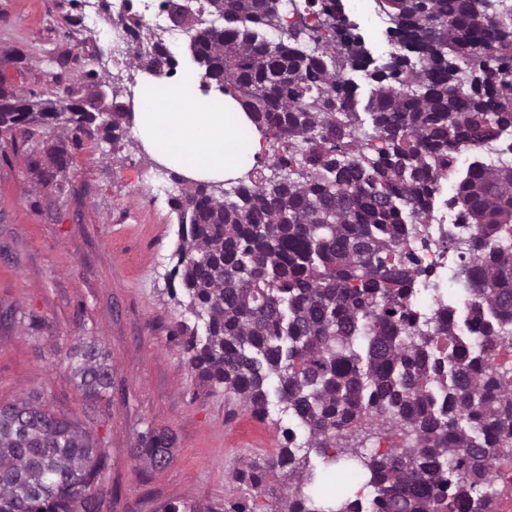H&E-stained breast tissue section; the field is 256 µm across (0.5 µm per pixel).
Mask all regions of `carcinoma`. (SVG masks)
Returning a JSON list of instances; mask_svg holds the SVG:
<instances>
[{"label":"carcinoma","mask_w":512,"mask_h":512,"mask_svg":"<svg viewBox=\"0 0 512 512\" xmlns=\"http://www.w3.org/2000/svg\"><path fill=\"white\" fill-rule=\"evenodd\" d=\"M392 31L442 20L438 40L419 44L431 69L389 54L371 73L365 106L335 53L307 28L271 22L283 0H206L216 20L193 23L189 50L203 77L239 101L268 141L288 140L300 163L281 157L271 175L250 171L231 190L198 182L174 199L177 263L186 308L203 320L189 333V366L212 388L229 389L257 414L270 395L308 432L307 453L293 434L238 479L268 490L269 512H325L304 491L309 452L353 461L378 512H494L492 465L512 460V366L489 360L512 346V162L474 164L452 202L478 236L460 252V281L494 313L495 335L468 350L450 335L448 309L417 322L406 297L423 270L401 245L431 206L429 172L450 154L494 140L512 127V14L497 0H386ZM344 63L366 67L361 40L345 34ZM313 41L314 46H306ZM118 107L104 139L117 137ZM81 105L34 101L0 85V129L40 125L64 138L95 121ZM74 373L89 396L112 385L108 357L94 345ZM448 394L443 405L438 396ZM396 440L362 451L374 429ZM175 436L138 435L137 459L170 460ZM102 462L78 420L57 419L20 400L0 406V512H97L90 494ZM288 496H277L280 478ZM332 512H363L336 493Z\"/></svg>","instance_id":"1"}]
</instances>
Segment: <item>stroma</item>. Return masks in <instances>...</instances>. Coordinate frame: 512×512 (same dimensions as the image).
Segmentation results:
<instances>
[{"label": "stroma", "mask_w": 512, "mask_h": 512, "mask_svg": "<svg viewBox=\"0 0 512 512\" xmlns=\"http://www.w3.org/2000/svg\"><path fill=\"white\" fill-rule=\"evenodd\" d=\"M76 0H0V82L62 105L111 112L127 104L112 75L62 68L111 30L74 27ZM363 19L344 13L373 56L376 26H388L381 0ZM57 139L41 127L0 136V406L25 400L58 418L81 421L103 455L94 484L98 512H264L268 496L235 474L273 455L293 429L306 431L278 402L258 418L233 393L213 390L189 366L178 322L193 323L171 292L179 184L159 192L154 166L132 131L106 142L98 125L65 142L67 166L32 190L35 161ZM95 344L112 366V386L88 397L68 356ZM173 432L169 463L152 469L133 455L147 428Z\"/></svg>", "instance_id": "1"}]
</instances>
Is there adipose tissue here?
<instances>
[{"instance_id":"ef3b65f1","label":"adipose tissue","mask_w":512,"mask_h":512,"mask_svg":"<svg viewBox=\"0 0 512 512\" xmlns=\"http://www.w3.org/2000/svg\"><path fill=\"white\" fill-rule=\"evenodd\" d=\"M200 74L173 81L142 75L135 87L132 130L156 163L194 181L245 175L263 150V135L239 102L203 92Z\"/></svg>"}]
</instances>
